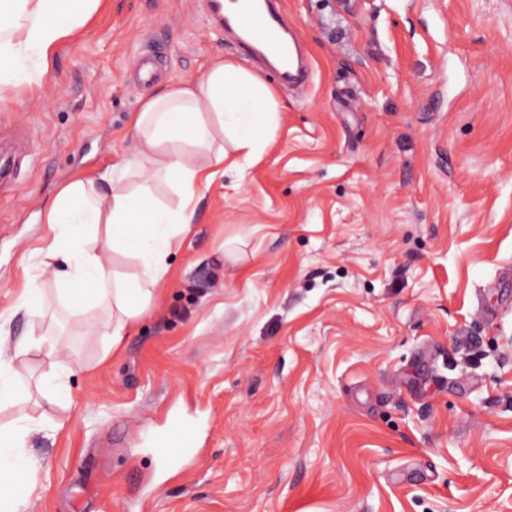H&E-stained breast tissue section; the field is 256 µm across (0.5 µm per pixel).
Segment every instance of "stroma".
Returning a JSON list of instances; mask_svg holds the SVG:
<instances>
[{"instance_id": "1", "label": "stroma", "mask_w": 512, "mask_h": 512, "mask_svg": "<svg viewBox=\"0 0 512 512\" xmlns=\"http://www.w3.org/2000/svg\"><path fill=\"white\" fill-rule=\"evenodd\" d=\"M299 94L198 0H102L0 112V314L54 335L69 402L32 392L25 512H512V0H279ZM163 75L133 83L137 60ZM280 124L202 191L170 284L103 357L10 308L73 178L132 156L142 99L215 57ZM234 256H227V249ZM193 445L165 452L171 431Z\"/></svg>"}]
</instances>
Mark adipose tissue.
Masks as SVG:
<instances>
[{
  "instance_id": "obj_1",
  "label": "adipose tissue",
  "mask_w": 512,
  "mask_h": 512,
  "mask_svg": "<svg viewBox=\"0 0 512 512\" xmlns=\"http://www.w3.org/2000/svg\"><path fill=\"white\" fill-rule=\"evenodd\" d=\"M100 0H0V110L19 88L36 91L46 78L53 48L86 25ZM270 88L235 63L216 60L200 77L168 87L136 111V151L118 170L78 177L55 196L46 221L53 235L37 252L56 285L58 302L83 320L86 332L117 350L128 329L160 294L169 260L191 231L205 169L230 165L244 174L279 127ZM164 183L175 206L153 192ZM135 260L132 275L115 272L113 258ZM50 368L40 380L45 395L62 393L73 368L56 340L7 343L0 336V405L24 397L17 363L31 350ZM29 418L0 427V512H20L39 485L28 461Z\"/></svg>"
}]
</instances>
